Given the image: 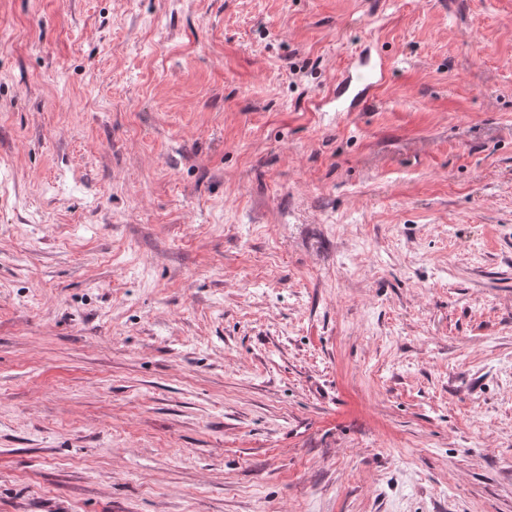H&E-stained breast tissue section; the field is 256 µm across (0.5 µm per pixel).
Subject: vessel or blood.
Returning <instances> with one entry per match:
<instances>
[{"instance_id":"1","label":"vessel or blood","mask_w":512,"mask_h":512,"mask_svg":"<svg viewBox=\"0 0 512 512\" xmlns=\"http://www.w3.org/2000/svg\"><path fill=\"white\" fill-rule=\"evenodd\" d=\"M390 67L372 46H365L351 59L336 84V92L328 100L337 112H354L369 92L388 75Z\"/></svg>"}]
</instances>
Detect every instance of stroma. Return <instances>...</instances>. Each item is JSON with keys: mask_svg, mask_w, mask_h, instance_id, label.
<instances>
[{"mask_svg": "<svg viewBox=\"0 0 512 512\" xmlns=\"http://www.w3.org/2000/svg\"><path fill=\"white\" fill-rule=\"evenodd\" d=\"M0 512H512V0H0ZM389 71V65L367 44L351 59L337 81L335 94L325 105H332L335 112H356L369 92L387 77Z\"/></svg>", "mask_w": 512, "mask_h": 512, "instance_id": "obj_1", "label": "stroma"}]
</instances>
